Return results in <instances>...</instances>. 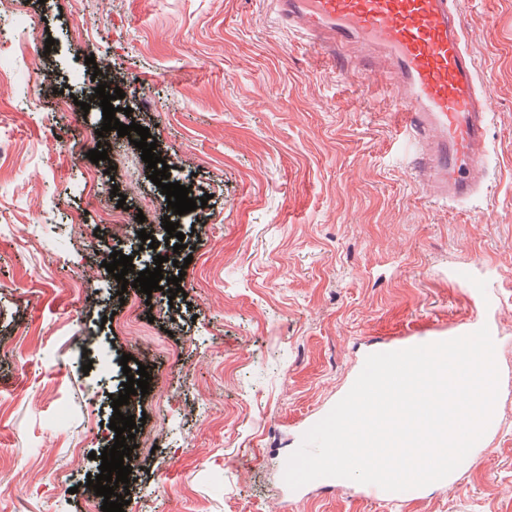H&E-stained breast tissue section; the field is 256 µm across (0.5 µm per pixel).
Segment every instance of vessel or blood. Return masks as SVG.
<instances>
[{"label":"vessel or blood","instance_id":"1","mask_svg":"<svg viewBox=\"0 0 512 512\" xmlns=\"http://www.w3.org/2000/svg\"><path fill=\"white\" fill-rule=\"evenodd\" d=\"M282 23L361 64L387 63L395 103L423 138L414 170L431 197L483 193L492 92L480 87L456 0H274Z\"/></svg>","mask_w":512,"mask_h":512}]
</instances>
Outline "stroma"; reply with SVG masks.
<instances>
[{
  "mask_svg": "<svg viewBox=\"0 0 512 512\" xmlns=\"http://www.w3.org/2000/svg\"><path fill=\"white\" fill-rule=\"evenodd\" d=\"M457 3L494 99L489 193L454 203L416 181L419 137L387 74L283 25L272 0H14L0 13L11 44L42 59H0L13 70L0 150L15 159L0 171V512H101L81 489L111 443L109 396L142 365L136 410L154 446L133 458L124 512H512V0ZM89 55L120 79L172 181L208 199L179 218L182 295L113 301L106 254L142 267L168 255L138 237L168 208L135 146L88 159ZM117 180L119 231L100 221ZM483 326L497 424L453 482L393 504L282 492L305 420L346 391L368 344Z\"/></svg>",
  "mask_w": 512,
  "mask_h": 512,
  "instance_id": "1",
  "label": "stroma"
}]
</instances>
